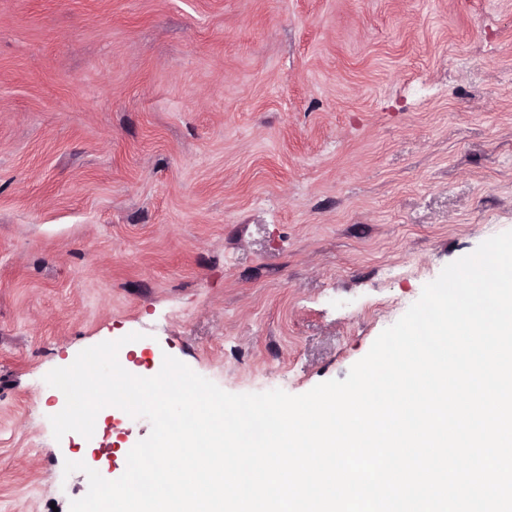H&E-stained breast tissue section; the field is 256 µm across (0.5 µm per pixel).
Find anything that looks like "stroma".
<instances>
[{
	"label": "stroma",
	"instance_id": "obj_1",
	"mask_svg": "<svg viewBox=\"0 0 512 512\" xmlns=\"http://www.w3.org/2000/svg\"><path fill=\"white\" fill-rule=\"evenodd\" d=\"M509 230L512 0H0V512L149 435L54 438L81 350L300 395Z\"/></svg>",
	"mask_w": 512,
	"mask_h": 512
}]
</instances>
